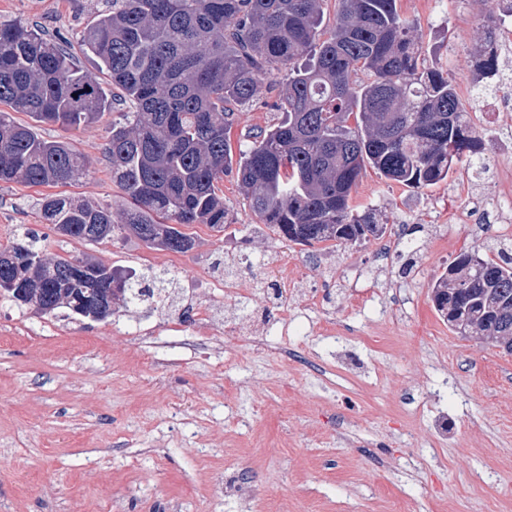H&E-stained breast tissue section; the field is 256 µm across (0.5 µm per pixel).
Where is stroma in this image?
Returning <instances> with one entry per match:
<instances>
[{"label":"stroma","mask_w":512,"mask_h":512,"mask_svg":"<svg viewBox=\"0 0 512 512\" xmlns=\"http://www.w3.org/2000/svg\"><path fill=\"white\" fill-rule=\"evenodd\" d=\"M111 0H0V23L32 21L70 47ZM430 64L468 99L484 22L501 0H399ZM89 159L56 193L121 212L103 147L118 111L78 127L33 121ZM487 170L466 162L409 189L373 170L353 203L376 210L383 240L296 245L260 224L225 176L223 229L186 226V253L134 238L92 243L53 232L43 191L0 183V250L35 236L46 256L91 255L120 271L154 266L174 282L166 306L93 321L40 316L0 297V512H512V354L451 329L432 286L461 251L496 258L504 202L502 117L470 113ZM287 261L295 283L280 289ZM251 289L244 304L221 281ZM215 321L181 324L188 305ZM293 319L280 335L281 312ZM237 319L249 335L228 336ZM248 471L252 495L214 488Z\"/></svg>","instance_id":"1"}]
</instances>
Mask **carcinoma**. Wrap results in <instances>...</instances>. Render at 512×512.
Instances as JSON below:
<instances>
[{"label": "carcinoma", "instance_id": "cac0c4a2", "mask_svg": "<svg viewBox=\"0 0 512 512\" xmlns=\"http://www.w3.org/2000/svg\"><path fill=\"white\" fill-rule=\"evenodd\" d=\"M398 0H112L83 33L81 51L120 91L108 102L96 77L63 44L25 23L0 24V105L35 121L76 127L129 104L112 124L104 158L126 200L107 206L48 195L40 217L66 237L102 243L134 237L185 253L187 224L221 229L219 184L232 173L259 223L297 245H355L386 225L358 210L352 192L366 168L409 188L448 178L466 159L480 174L482 138L456 83L430 65ZM502 19L490 20L472 83L498 90L494 51ZM280 120L233 145L241 107L268 104ZM88 159L69 143L38 137L0 111V183L31 187L75 180ZM502 262L457 256L460 274L440 277L432 300L462 335L512 336V255ZM46 258L31 237L0 251V294L38 314L66 309L108 317L111 305L167 293L153 268L134 277L93 256Z\"/></svg>", "mask_w": 512, "mask_h": 512}]
</instances>
